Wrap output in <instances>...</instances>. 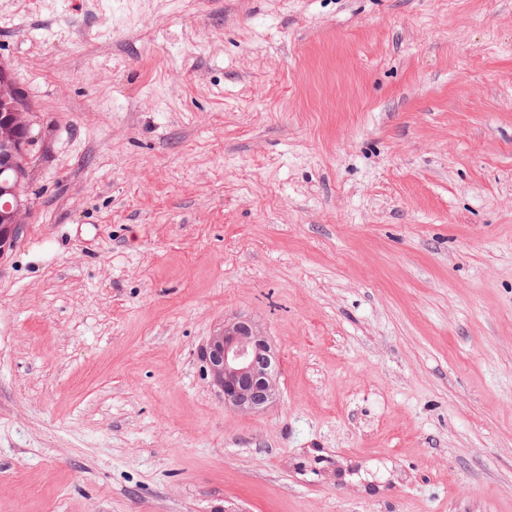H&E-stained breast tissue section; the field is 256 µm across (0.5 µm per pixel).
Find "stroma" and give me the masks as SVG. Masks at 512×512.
I'll return each mask as SVG.
<instances>
[{
	"label": "stroma",
	"mask_w": 512,
	"mask_h": 512,
	"mask_svg": "<svg viewBox=\"0 0 512 512\" xmlns=\"http://www.w3.org/2000/svg\"><path fill=\"white\" fill-rule=\"evenodd\" d=\"M0 65V512H512V0H0ZM32 116L8 72L0 71V256L15 244L30 213L25 166L27 142L33 140ZM34 140L28 153L31 157ZM12 170L10 177L4 173ZM3 176V178H2ZM201 361L225 407L253 414L279 396V357L269 337L244 316L224 320L201 349Z\"/></svg>",
	"instance_id": "obj_1"
}]
</instances>
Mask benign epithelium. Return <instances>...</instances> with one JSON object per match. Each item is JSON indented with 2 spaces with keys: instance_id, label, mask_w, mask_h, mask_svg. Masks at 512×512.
<instances>
[{
  "instance_id": "obj_1",
  "label": "benign epithelium",
  "mask_w": 512,
  "mask_h": 512,
  "mask_svg": "<svg viewBox=\"0 0 512 512\" xmlns=\"http://www.w3.org/2000/svg\"><path fill=\"white\" fill-rule=\"evenodd\" d=\"M33 139L32 116L10 74L0 71V256L15 244L30 213L25 166ZM201 361L224 406L253 414L279 396V357L269 337L250 318L224 321L201 349Z\"/></svg>"
}]
</instances>
